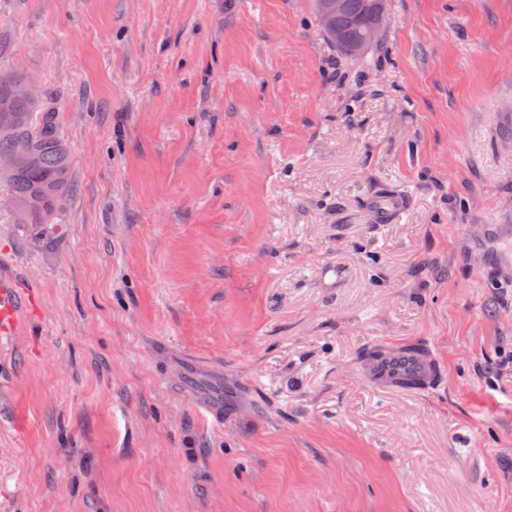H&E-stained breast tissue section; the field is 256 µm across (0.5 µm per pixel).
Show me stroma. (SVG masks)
<instances>
[{
  "label": "stroma",
  "instance_id": "obj_1",
  "mask_svg": "<svg viewBox=\"0 0 512 512\" xmlns=\"http://www.w3.org/2000/svg\"><path fill=\"white\" fill-rule=\"evenodd\" d=\"M386 16L350 61L312 0H0L72 154L53 230L0 214V512H512V0ZM405 207V199L396 193H378L369 201L375 224H391ZM24 306L21 296L14 288L0 279V322L7 321L14 325L17 312ZM358 371L379 389L428 393L439 387L444 362L427 342L379 340L360 355Z\"/></svg>",
  "mask_w": 512,
  "mask_h": 512
}]
</instances>
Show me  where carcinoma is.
<instances>
[{
	"instance_id": "cac0c4a2",
	"label": "carcinoma",
	"mask_w": 512,
	"mask_h": 512,
	"mask_svg": "<svg viewBox=\"0 0 512 512\" xmlns=\"http://www.w3.org/2000/svg\"><path fill=\"white\" fill-rule=\"evenodd\" d=\"M372 0H344L343 9L333 18L334 25L352 40L371 23L367 6ZM23 77L0 73V123L12 126L15 136L28 138L37 146V161L29 167L12 164L9 147L0 142V182L8 187V196L18 208L11 211L14 223L24 228L46 230L72 191L70 154L51 119L40 113V106L17 96L14 85Z\"/></svg>"
}]
</instances>
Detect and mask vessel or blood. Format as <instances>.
I'll return each instance as SVG.
<instances>
[{
    "label": "vessel or blood",
    "instance_id": "obj_1",
    "mask_svg": "<svg viewBox=\"0 0 512 512\" xmlns=\"http://www.w3.org/2000/svg\"><path fill=\"white\" fill-rule=\"evenodd\" d=\"M404 207V197L396 193H379L369 201L372 219L377 224L392 223ZM23 306L15 289L0 280V321L14 322ZM358 371L379 389L428 393L439 387L444 363L427 342L379 340L363 351Z\"/></svg>",
    "mask_w": 512,
    "mask_h": 512
}]
</instances>
